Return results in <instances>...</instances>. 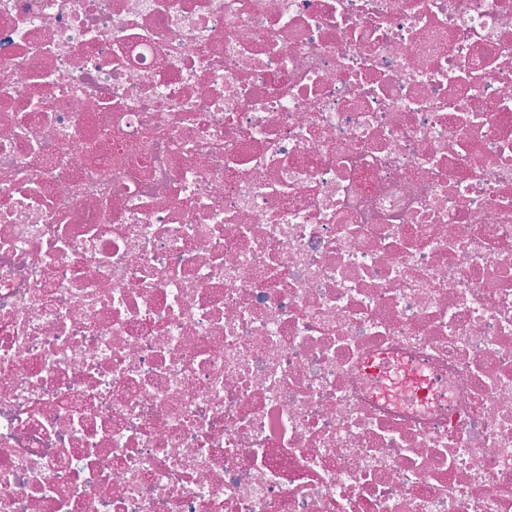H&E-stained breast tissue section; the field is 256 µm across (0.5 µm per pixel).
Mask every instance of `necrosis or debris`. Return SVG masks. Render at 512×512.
<instances>
[{
  "label": "necrosis or debris",
  "instance_id": "obj_1",
  "mask_svg": "<svg viewBox=\"0 0 512 512\" xmlns=\"http://www.w3.org/2000/svg\"><path fill=\"white\" fill-rule=\"evenodd\" d=\"M0 512H512V0H0Z\"/></svg>",
  "mask_w": 512,
  "mask_h": 512
}]
</instances>
